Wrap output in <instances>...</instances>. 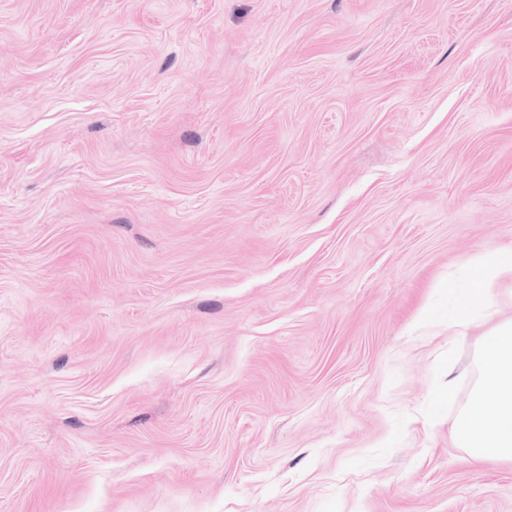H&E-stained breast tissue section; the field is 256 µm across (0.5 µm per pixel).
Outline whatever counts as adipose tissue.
I'll list each match as a JSON object with an SVG mask.
<instances>
[{
  "label": "adipose tissue",
  "mask_w": 512,
  "mask_h": 512,
  "mask_svg": "<svg viewBox=\"0 0 512 512\" xmlns=\"http://www.w3.org/2000/svg\"><path fill=\"white\" fill-rule=\"evenodd\" d=\"M477 281L460 307L489 312V283L512 278V256L491 252L474 260ZM457 441L476 460H512V321L480 344L468 404L458 415Z\"/></svg>",
  "instance_id": "adipose-tissue-1"
}]
</instances>
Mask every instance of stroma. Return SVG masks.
<instances>
[{
    "mask_svg": "<svg viewBox=\"0 0 512 512\" xmlns=\"http://www.w3.org/2000/svg\"><path fill=\"white\" fill-rule=\"evenodd\" d=\"M496 250L512 0H0V512H512ZM474 263L478 278L474 288L464 294L459 308L487 313L492 307L491 289L485 286L491 282L512 278V252L511 257L498 252L487 253L475 258ZM457 441L475 460H512V321L480 344Z\"/></svg>",
    "mask_w": 512,
    "mask_h": 512,
    "instance_id": "obj_1",
    "label": "stroma"
}]
</instances>
